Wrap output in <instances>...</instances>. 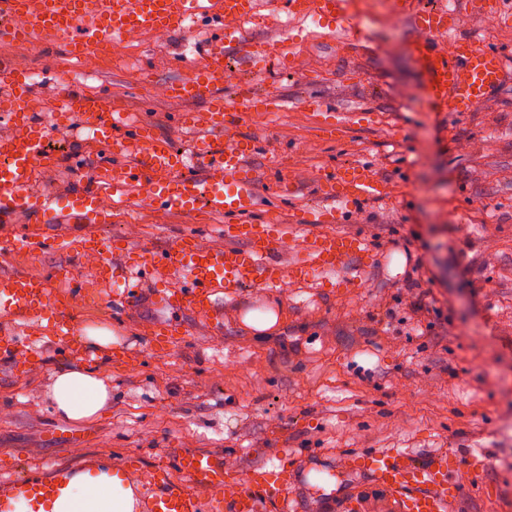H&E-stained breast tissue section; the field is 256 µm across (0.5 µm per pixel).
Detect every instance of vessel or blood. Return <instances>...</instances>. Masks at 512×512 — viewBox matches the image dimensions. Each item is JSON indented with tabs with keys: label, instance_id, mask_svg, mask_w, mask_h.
<instances>
[{
	"label": "vessel or blood",
	"instance_id": "1",
	"mask_svg": "<svg viewBox=\"0 0 512 512\" xmlns=\"http://www.w3.org/2000/svg\"><path fill=\"white\" fill-rule=\"evenodd\" d=\"M353 0H267V13L287 17L313 15L323 21L351 16ZM475 0H462L455 10L420 8L418 0H393L398 17L411 21L419 36L415 41L431 79L430 93L454 112H466L490 97L502 83L504 57L496 49L458 36L464 12ZM258 0H0V36L23 40L36 47H50L75 57L108 50L116 33L134 29L162 35L187 32L188 22H203L213 35L195 44L193 58L177 60L184 70L181 79L165 83L168 97L203 100L199 112L182 113V126L197 137L191 148L177 146L159 136L143 120L128 122L121 108L95 103L75 93L69 83L57 88V124L36 120L38 101L30 73L0 68V84L14 100V108L0 113V222L17 215L34 217L40 225L68 217L80 224H101L115 218L104 204L106 194H135L168 214L194 219L200 210L224 220V247L205 245L200 234L178 236L162 250L143 249L120 240L105 242L88 235L80 241L37 231H21L7 238L9 248L37 254L47 251L80 252L98 256L95 276L102 281L132 274L142 276L159 269L182 273L181 283L170 292H158L157 301L176 305L209 322H221L218 298L233 297L247 288L282 290L286 281L310 277L352 286L348 264H359L370 253L367 241L357 235L330 232L301 238L294 260L284 264L273 259V250L283 235H296L300 224H335L351 207L381 194L369 166L348 165L318 172L314 183L326 206L304 212L300 224H280L276 218L246 222L258 201L259 177L250 161L261 150L259 140L244 132L249 113L278 111L276 97L240 95L224 99L220 92L227 58L237 54L251 68L286 72L289 61L282 43L260 45L244 40L239 22L262 24ZM22 18L21 28H11L13 18ZM448 47H439L442 37ZM84 119L93 140L119 156V163L100 167L86 187L73 195L64 211H57L53 196L36 190L34 175L57 163L49 147L50 133L65 130L73 117ZM69 267L51 275H0V315L41 321L52 312L54 335L67 338L73 323L65 315L71 294L56 292L53 284L70 277ZM288 452H280L278 464L258 465L240 471L224 457L185 450L171 464L144 469L130 463L128 478H141L143 512H289ZM338 466L366 474L395 503V512H456L464 484V471L455 450L442 449L419 457L402 448H373L343 453ZM62 484L57 472H33L21 477H0V512H15L23 501L28 512H40L43 501L59 495Z\"/></svg>",
	"mask_w": 512,
	"mask_h": 512
}]
</instances>
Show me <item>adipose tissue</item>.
<instances>
[{
    "mask_svg": "<svg viewBox=\"0 0 512 512\" xmlns=\"http://www.w3.org/2000/svg\"><path fill=\"white\" fill-rule=\"evenodd\" d=\"M111 396V387L90 368L63 366L53 373L51 405L65 419L93 418ZM137 507L135 487L106 466L92 473L68 475L59 496L41 512H136Z\"/></svg>",
    "mask_w": 512,
    "mask_h": 512,
    "instance_id": "obj_1",
    "label": "adipose tissue"
}]
</instances>
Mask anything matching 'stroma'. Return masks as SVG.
<instances>
[{
	"mask_svg": "<svg viewBox=\"0 0 512 512\" xmlns=\"http://www.w3.org/2000/svg\"><path fill=\"white\" fill-rule=\"evenodd\" d=\"M254 43L283 42L293 73L238 70L236 82L254 94L285 100L277 112H254L246 130L266 145L251 164L260 174L257 215L277 210L283 222L320 205L318 169L366 162L384 191L341 217L336 228L364 237L372 248L357 288L313 281L281 292H243L224 300V323L158 306L153 284L128 306L114 304L123 284H103L87 258L74 253L36 257L0 250V272L47 275L71 266L74 278L57 291L79 289L76 327L116 336L129 358L101 356L99 371L112 398L90 421L55 415L48 398L56 368L73 356L51 343L49 326L30 327L0 316V336H24V369L0 360V474L59 463L139 459L168 464L174 450L224 455L246 470L291 449L290 493L295 512H325L330 499L373 492L366 475L338 470L340 452L409 448L418 455L443 448L487 452L491 463L464 486L458 512H512V27L491 28L467 16L458 30L500 49L506 81L476 111L443 112L426 96L427 76L414 56L417 37L393 17L389 0H363L354 22L318 25L277 17L242 25ZM174 33L160 44H136L103 59L89 81L71 79L74 59L30 44L0 39V64L36 69L38 91L50 103L59 82L88 97L120 102L130 120L148 119L156 132L189 147L177 115L202 102L148 99L149 81L180 77L175 59L207 40ZM324 112L304 110L308 100ZM58 165L39 173L37 187L66 207L78 170L113 162L110 150L88 139L81 122L55 140ZM283 168L297 193H273L272 172ZM178 215L142 210L107 224L45 225L49 234L94 233L109 240L130 233L137 245L160 248L188 228ZM417 280L423 308L412 305ZM283 307V325L259 339L242 326L247 311L270 302ZM179 321L184 343L162 347L153 331Z\"/></svg>",
	"mask_w": 512,
	"mask_h": 512,
	"instance_id": "stroma-1",
	"label": "stroma"
}]
</instances>
